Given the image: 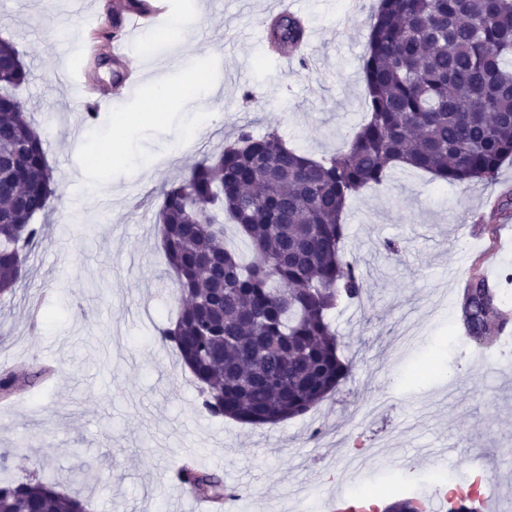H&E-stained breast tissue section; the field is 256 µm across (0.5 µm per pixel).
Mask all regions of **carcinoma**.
Returning <instances> with one entry per match:
<instances>
[{"mask_svg": "<svg viewBox=\"0 0 512 512\" xmlns=\"http://www.w3.org/2000/svg\"><path fill=\"white\" fill-rule=\"evenodd\" d=\"M275 50L299 45L303 22L263 23ZM366 118L347 149L315 159L274 130L241 126L217 154L167 182L158 211L162 249L182 306L161 340L177 351L202 408L253 427L303 416L351 375L331 314L365 284L342 256L344 211L365 187L411 167L451 183L497 179L512 160V0H378L363 58ZM16 45L0 39V157L13 190L0 195V296L28 275L40 237L34 219L56 187L42 132L16 90L29 82ZM233 226L250 261L228 245ZM501 290L470 281L460 301L471 340L494 331ZM176 478L224 501V482L191 464ZM384 512H419L406 487ZM0 512H88L41 480L0 482Z\"/></svg>", "mask_w": 512, "mask_h": 512, "instance_id": "cac0c4a2", "label": "carcinoma"}]
</instances>
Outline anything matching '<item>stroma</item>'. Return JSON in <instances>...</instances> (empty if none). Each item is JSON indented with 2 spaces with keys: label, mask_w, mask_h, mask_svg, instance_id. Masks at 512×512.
<instances>
[{
  "label": "stroma",
  "mask_w": 512,
  "mask_h": 512,
  "mask_svg": "<svg viewBox=\"0 0 512 512\" xmlns=\"http://www.w3.org/2000/svg\"><path fill=\"white\" fill-rule=\"evenodd\" d=\"M126 0H0V38L16 43L31 72L19 94L44 134L56 196L38 217L42 240L30 274L0 298V371L47 365L49 379L0 397V480L51 479L87 499L90 512H190L175 478L186 460L236 485L241 512H324L336 488L354 495L402 483L422 491L437 477L488 488L498 512H512V457L493 475L481 454L512 449V356L449 339L459 314V280L485 254L512 272V162L494 183L450 184L410 169L349 202L345 259L364 280L361 301L341 306L332 324L352 375L310 414L274 427L213 417L189 370L160 331L177 316V286L156 222L158 187L217 151L240 126L274 130L313 158L348 143L365 116L362 65L377 0H301L316 34L312 65L288 63L261 42L273 0H167L184 33L157 26L156 53L136 35L132 57L142 81L121 87L124 71L106 61L113 20ZM97 12L102 29H89ZM213 87L220 117L178 143L186 113L169 101L163 119L141 113L148 77L167 72L184 90L193 69ZM98 92L87 120L75 85ZM135 134L125 158L92 165L119 119ZM154 159L140 172L142 158ZM399 243L387 255L385 242ZM361 462L360 479L348 478Z\"/></svg>",
  "instance_id": "stroma-1"
}]
</instances>
